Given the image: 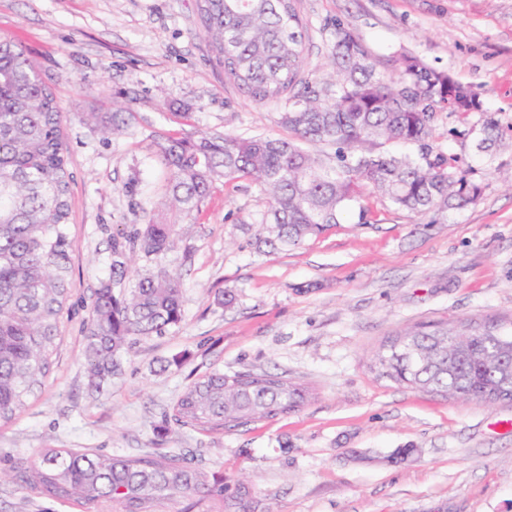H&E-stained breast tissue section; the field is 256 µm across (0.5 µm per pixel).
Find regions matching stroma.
I'll use <instances>...</instances> for the list:
<instances>
[{
  "mask_svg": "<svg viewBox=\"0 0 512 512\" xmlns=\"http://www.w3.org/2000/svg\"><path fill=\"white\" fill-rule=\"evenodd\" d=\"M296 7L308 77L330 56L340 20L379 71L411 53L471 87L481 111L439 113L433 147L468 171L479 197L418 217L368 193L321 235L269 254L256 244L260 186L216 183L161 259L181 276L182 321L131 340L98 393L84 324L112 275L113 235L144 224L165 198L158 144L199 131L292 134L277 105L252 100L212 62L195 0H0V36L26 48L67 117L75 246L50 371L25 409L0 421V512H76L17 477L48 448L174 454L221 485L246 480L260 512H512V403L445 400L369 368L388 337L415 325L512 319V0ZM116 108L125 131L103 139L85 115ZM489 115L497 138L485 150ZM179 353L187 361L171 365ZM248 370L311 396L293 413L220 433L167 422L194 380Z\"/></svg>",
  "mask_w": 512,
  "mask_h": 512,
  "instance_id": "1",
  "label": "stroma"
}]
</instances>
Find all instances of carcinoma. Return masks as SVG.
<instances>
[{
	"label": "carcinoma",
	"instance_id": "1",
	"mask_svg": "<svg viewBox=\"0 0 512 512\" xmlns=\"http://www.w3.org/2000/svg\"><path fill=\"white\" fill-rule=\"evenodd\" d=\"M295 0H196L216 65L256 102L284 106L279 123L294 139L200 132L159 144L168 175L161 210L112 240V282L91 299L86 323L90 385L101 390L119 369L134 336L160 334L183 318L180 276L158 264L124 287L134 259L160 258L180 225L169 211L199 210L218 181L249 179L267 196L257 238L274 253L326 227L366 190L425 216L473 203L480 188L455 160L431 150L440 112L466 116L476 96L448 83V73L402 54L391 73L372 65L361 40L335 25L333 80L305 77L304 28ZM104 138L121 130L120 113L89 112ZM335 147L325 164L302 144ZM414 145V154L381 150ZM66 116L25 49L0 36V420L13 418L49 373L60 320L69 309L74 245ZM512 335L496 320L418 325L386 341L370 369L378 376L445 397L487 400L496 391L512 403ZM307 389L277 374L213 372L189 384L168 419L218 431L301 407ZM37 495L83 509L108 503L116 512H156L164 499L211 492L208 475L173 455L121 458L48 448L23 468ZM224 496V512H255L243 482Z\"/></svg>",
	"mask_w": 512,
	"mask_h": 512
}]
</instances>
